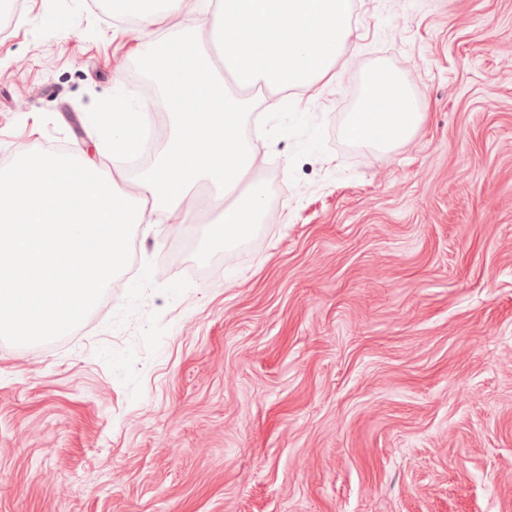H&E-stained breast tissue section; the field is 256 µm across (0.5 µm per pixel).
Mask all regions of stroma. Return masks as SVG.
Here are the masks:
<instances>
[{"mask_svg": "<svg viewBox=\"0 0 512 512\" xmlns=\"http://www.w3.org/2000/svg\"><path fill=\"white\" fill-rule=\"evenodd\" d=\"M0 34V152L103 140L137 27L19 0ZM336 77L299 110L325 151L245 135L271 219L217 262L207 224L135 225L137 270L52 341H0V512H512V0H354ZM386 72L424 106L387 153L345 140Z\"/></svg>", "mask_w": 512, "mask_h": 512, "instance_id": "35a3bbf8", "label": "stroma"}]
</instances>
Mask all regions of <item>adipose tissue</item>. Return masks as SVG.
<instances>
[{
	"mask_svg": "<svg viewBox=\"0 0 512 512\" xmlns=\"http://www.w3.org/2000/svg\"><path fill=\"white\" fill-rule=\"evenodd\" d=\"M424 120L422 106L406 81L388 74L368 79L343 135L349 142L388 152L410 141Z\"/></svg>",
	"mask_w": 512,
	"mask_h": 512,
	"instance_id": "1",
	"label": "adipose tissue"
}]
</instances>
